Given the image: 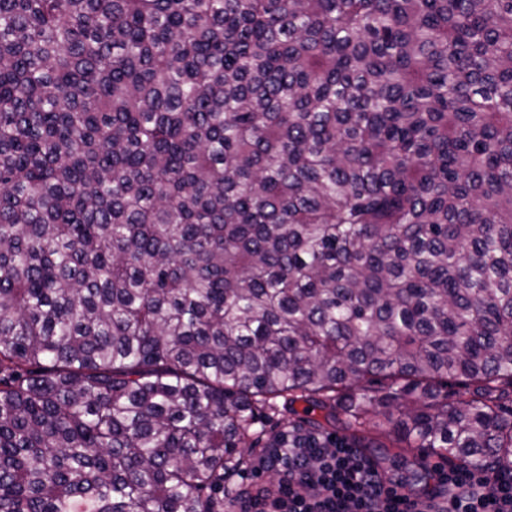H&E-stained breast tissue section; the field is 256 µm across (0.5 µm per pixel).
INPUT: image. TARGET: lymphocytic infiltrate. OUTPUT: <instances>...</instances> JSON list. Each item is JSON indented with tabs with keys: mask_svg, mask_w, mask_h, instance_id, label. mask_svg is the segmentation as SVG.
I'll list each match as a JSON object with an SVG mask.
<instances>
[{
	"mask_svg": "<svg viewBox=\"0 0 512 512\" xmlns=\"http://www.w3.org/2000/svg\"><path fill=\"white\" fill-rule=\"evenodd\" d=\"M260 466L279 471L276 496L242 492L227 512H512V468L438 470L425 499L387 481L380 465L358 449L272 448Z\"/></svg>",
	"mask_w": 512,
	"mask_h": 512,
	"instance_id": "f902f5d3",
	"label": "lymphocytic infiltrate"
}]
</instances>
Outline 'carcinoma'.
I'll return each mask as SVG.
<instances>
[{
  "instance_id": "cac0c4a2",
  "label": "carcinoma",
  "mask_w": 512,
  "mask_h": 512,
  "mask_svg": "<svg viewBox=\"0 0 512 512\" xmlns=\"http://www.w3.org/2000/svg\"><path fill=\"white\" fill-rule=\"evenodd\" d=\"M338 441L512 466V0H0V512Z\"/></svg>"
}]
</instances>
